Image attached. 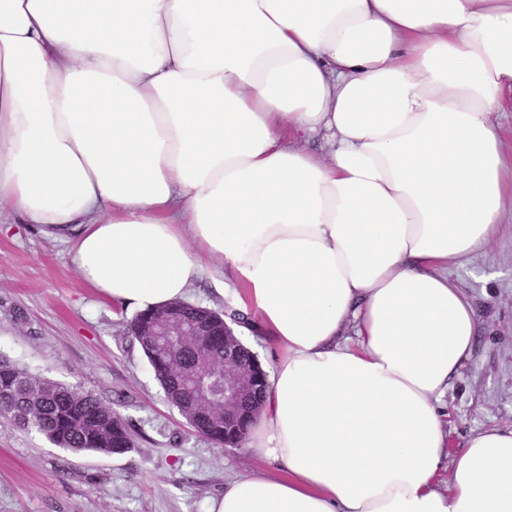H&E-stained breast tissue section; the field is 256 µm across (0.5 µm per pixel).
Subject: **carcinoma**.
<instances>
[{"instance_id": "cac0c4a2", "label": "carcinoma", "mask_w": 512, "mask_h": 512, "mask_svg": "<svg viewBox=\"0 0 512 512\" xmlns=\"http://www.w3.org/2000/svg\"><path fill=\"white\" fill-rule=\"evenodd\" d=\"M224 331V317L196 306L183 311L181 336H138L156 380L168 401L195 431L224 447V398L201 384L224 377V337H211L208 348L193 335L199 319ZM0 419L43 436L73 453H122L131 434L112 408L89 391L49 381L0 357Z\"/></svg>"}]
</instances>
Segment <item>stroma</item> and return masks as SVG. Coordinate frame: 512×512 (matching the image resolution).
Here are the masks:
<instances>
[{
	"label": "stroma",
	"instance_id": "stroma-1",
	"mask_svg": "<svg viewBox=\"0 0 512 512\" xmlns=\"http://www.w3.org/2000/svg\"><path fill=\"white\" fill-rule=\"evenodd\" d=\"M448 274L477 318L473 359L445 399L454 451L473 431L512 426V211ZM135 315L82 282L69 235L0 211V355L93 392L132 437L120 454H75L0 419V512H208L229 477L275 472L249 449L217 448L167 401L128 330Z\"/></svg>",
	"mask_w": 512,
	"mask_h": 512
}]
</instances>
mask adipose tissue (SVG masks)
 I'll return each instance as SVG.
<instances>
[{"label":"adipose tissue","mask_w":512,"mask_h":512,"mask_svg":"<svg viewBox=\"0 0 512 512\" xmlns=\"http://www.w3.org/2000/svg\"><path fill=\"white\" fill-rule=\"evenodd\" d=\"M512 0H0V209L77 225L140 311L219 261L276 348L209 512H512V428L448 450V270L512 207Z\"/></svg>","instance_id":"1"}]
</instances>
